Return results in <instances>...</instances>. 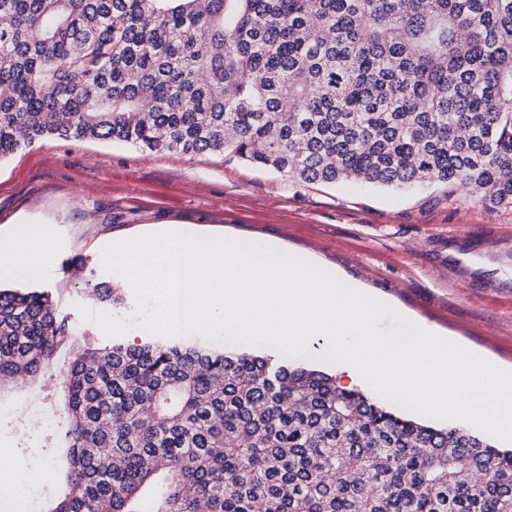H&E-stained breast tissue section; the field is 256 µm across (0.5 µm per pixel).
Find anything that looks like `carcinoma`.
Here are the masks:
<instances>
[{
    "label": "carcinoma",
    "instance_id": "carcinoma-1",
    "mask_svg": "<svg viewBox=\"0 0 512 512\" xmlns=\"http://www.w3.org/2000/svg\"><path fill=\"white\" fill-rule=\"evenodd\" d=\"M0 162L60 138L512 205V0H0ZM234 136L226 137L227 130ZM93 297L118 305L105 283ZM75 329L0 286V388ZM47 512H512V449L287 357L86 343ZM352 388L360 389L362 392H364L368 396H370L373 399H375V400L385 404L389 408L399 412L402 415L413 414L416 417H418L419 419H421L422 421H424V422H426V423H428L430 425L436 426V427H446L448 425H461V426L465 427L466 429L470 430L474 434L485 435V436H489V437L493 438L494 442L499 447H502V448H505V449L512 448V441H503V440H500L498 438H495V437H493V436H491V435H489V434L479 430L478 428L472 426L471 424H469L467 422L458 421V420H436V419L428 418V417L422 416V415H420L418 413H415V412H413V411H411L409 409H406L404 407L396 405V404H394V403H392V402L382 398L380 395H378L370 387H366V386H357L356 387L355 386V387H352Z\"/></svg>",
    "mask_w": 512,
    "mask_h": 512
}]
</instances>
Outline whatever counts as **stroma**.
<instances>
[{
	"label": "stroma",
	"mask_w": 512,
	"mask_h": 512,
	"mask_svg": "<svg viewBox=\"0 0 512 512\" xmlns=\"http://www.w3.org/2000/svg\"><path fill=\"white\" fill-rule=\"evenodd\" d=\"M180 223L208 233L273 241L385 300L512 371V206L491 207L462 188L360 182L308 184L233 155L141 151L60 138L0 162V231L51 225L62 247L41 287L79 332L109 344L85 305L101 310L77 261L109 280L97 255L108 238ZM95 280V281H96ZM57 370L13 380L0 405V448L29 472L52 464L55 437L27 420L62 418Z\"/></svg>",
	"instance_id": "1"
}]
</instances>
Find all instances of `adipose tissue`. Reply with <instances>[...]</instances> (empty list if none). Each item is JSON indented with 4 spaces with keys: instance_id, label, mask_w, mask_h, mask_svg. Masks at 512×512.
<instances>
[{
    "instance_id": "ef3b65f1",
    "label": "adipose tissue",
    "mask_w": 512,
    "mask_h": 512,
    "mask_svg": "<svg viewBox=\"0 0 512 512\" xmlns=\"http://www.w3.org/2000/svg\"><path fill=\"white\" fill-rule=\"evenodd\" d=\"M51 259V231L32 224L22 235L0 238V277L35 280L45 276Z\"/></svg>"
}]
</instances>
